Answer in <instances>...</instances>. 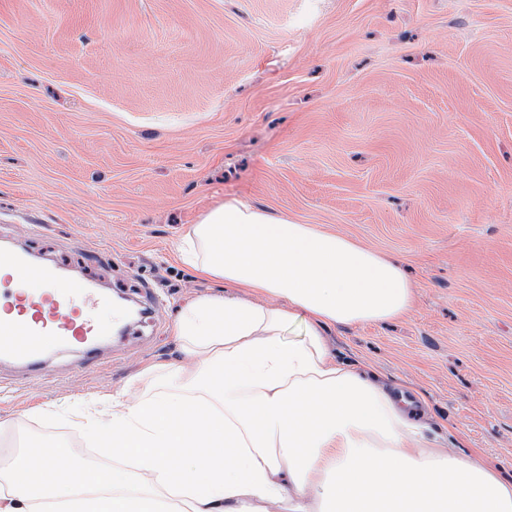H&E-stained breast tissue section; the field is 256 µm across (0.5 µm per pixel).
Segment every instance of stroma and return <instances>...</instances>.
I'll use <instances>...</instances> for the list:
<instances>
[{"label": "stroma", "instance_id": "stroma-1", "mask_svg": "<svg viewBox=\"0 0 512 512\" xmlns=\"http://www.w3.org/2000/svg\"><path fill=\"white\" fill-rule=\"evenodd\" d=\"M234 199L400 260L413 311L331 348L512 475V0H0V246L150 309L102 367L0 364V470L90 466L75 405L177 363L174 245Z\"/></svg>", "mask_w": 512, "mask_h": 512}]
</instances>
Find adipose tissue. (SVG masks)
<instances>
[{
	"instance_id": "adipose-tissue-1",
	"label": "adipose tissue",
	"mask_w": 512,
	"mask_h": 512,
	"mask_svg": "<svg viewBox=\"0 0 512 512\" xmlns=\"http://www.w3.org/2000/svg\"><path fill=\"white\" fill-rule=\"evenodd\" d=\"M196 275L243 298L199 297L174 327L182 359L153 388L85 420L113 464L44 485L0 473V512H512V479L426 445L404 396L332 353L334 326L408 315L411 282L375 250L233 200L177 244ZM299 323L302 339L285 338Z\"/></svg>"
}]
</instances>
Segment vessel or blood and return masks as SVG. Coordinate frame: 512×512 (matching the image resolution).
<instances>
[{
    "label": "vessel or blood",
    "mask_w": 512,
    "mask_h": 512,
    "mask_svg": "<svg viewBox=\"0 0 512 512\" xmlns=\"http://www.w3.org/2000/svg\"><path fill=\"white\" fill-rule=\"evenodd\" d=\"M85 282L57 283L20 253L0 247V360L30 364L60 345H86L110 327L92 314L110 308Z\"/></svg>",
    "instance_id": "1"
}]
</instances>
